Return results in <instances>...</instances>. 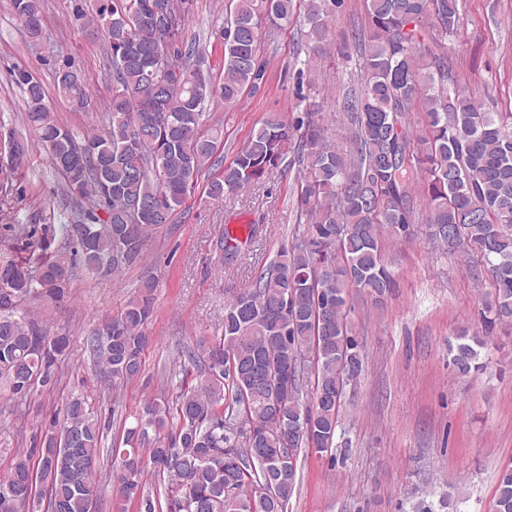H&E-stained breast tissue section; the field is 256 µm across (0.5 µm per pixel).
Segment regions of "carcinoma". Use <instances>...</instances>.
I'll list each match as a JSON object with an SVG mask.
<instances>
[{"label":"carcinoma","mask_w":512,"mask_h":512,"mask_svg":"<svg viewBox=\"0 0 512 512\" xmlns=\"http://www.w3.org/2000/svg\"><path fill=\"white\" fill-rule=\"evenodd\" d=\"M151 0H97L91 28L108 46L112 96L105 128L83 137L60 123L43 85L23 68L14 81L26 100L11 160L14 179L3 200L23 197L29 150H44L63 176L65 195L90 208L64 224H24L20 246L0 256L9 275L0 286V382L16 397L49 385L69 339L20 314L43 292L57 294L82 268L118 274L138 262L156 230L171 223L199 175L218 165L224 125L204 112L214 97L230 106L263 82L262 35L288 25L302 7L307 42L299 75L315 72L344 0H230L221 34L219 83L184 56L187 0H168L174 30ZM366 24L354 32L360 87L343 98L349 148L325 136L316 113L270 114L214 174L208 193L237 194L265 181L291 149L305 163L299 201L302 234L224 305L221 338L189 352L196 368L172 401H145L123 427L112 457L118 512H288L298 484L299 449L320 448L336 466L334 442L347 383L364 355L348 329L357 291L378 300L396 288L384 261L383 234L410 240L418 207L429 239L445 254L472 258L469 272L488 275L492 298L482 307L484 335L463 336L452 350L456 373L480 368V349L494 327L512 323V113L486 112L466 92L442 52L425 44L432 26L455 36L464 26L461 0H366ZM28 38L44 39L40 0H17ZM55 92L78 112L93 109L86 80L66 62ZM424 113L417 131L410 115ZM155 281L147 278L121 314L90 339L93 359L117 388L138 378L149 346L144 324ZM104 427L85 399L72 396L44 424L39 445L15 451L0 473V512H23L46 483L47 512H95L105 494L96 474ZM152 476L156 495L144 493ZM494 512H512V462L498 476Z\"/></svg>","instance_id":"obj_1"}]
</instances>
